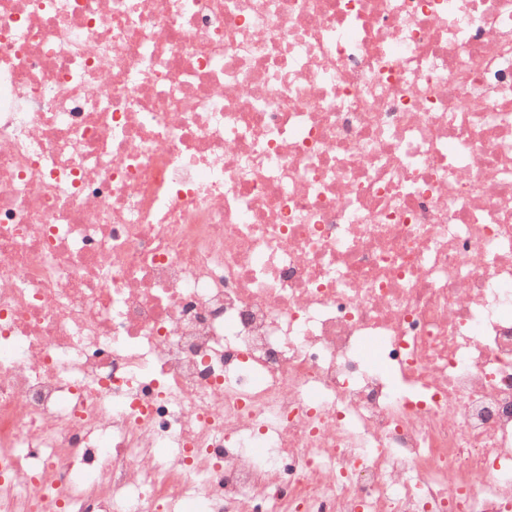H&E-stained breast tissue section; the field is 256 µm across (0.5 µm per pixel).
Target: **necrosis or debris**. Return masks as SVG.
I'll return each mask as SVG.
<instances>
[{
	"mask_svg": "<svg viewBox=\"0 0 512 512\" xmlns=\"http://www.w3.org/2000/svg\"><path fill=\"white\" fill-rule=\"evenodd\" d=\"M0 512H512V0H0Z\"/></svg>",
	"mask_w": 512,
	"mask_h": 512,
	"instance_id": "necrosis-or-debris-1",
	"label": "necrosis or debris"
}]
</instances>
